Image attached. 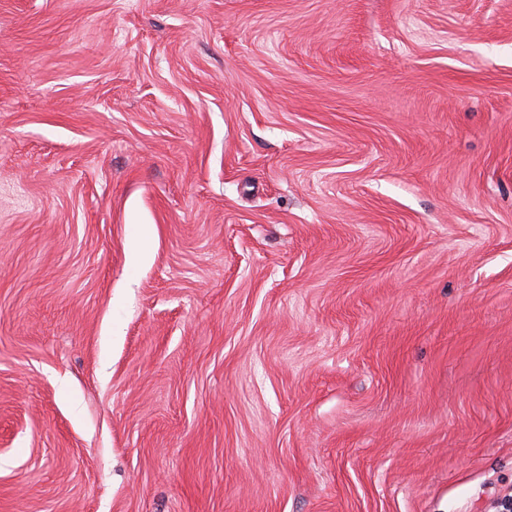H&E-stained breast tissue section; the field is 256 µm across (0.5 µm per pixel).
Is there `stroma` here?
<instances>
[{
    "label": "stroma",
    "mask_w": 512,
    "mask_h": 512,
    "mask_svg": "<svg viewBox=\"0 0 512 512\" xmlns=\"http://www.w3.org/2000/svg\"><path fill=\"white\" fill-rule=\"evenodd\" d=\"M510 493L512 0H0V512Z\"/></svg>",
    "instance_id": "1"
}]
</instances>
